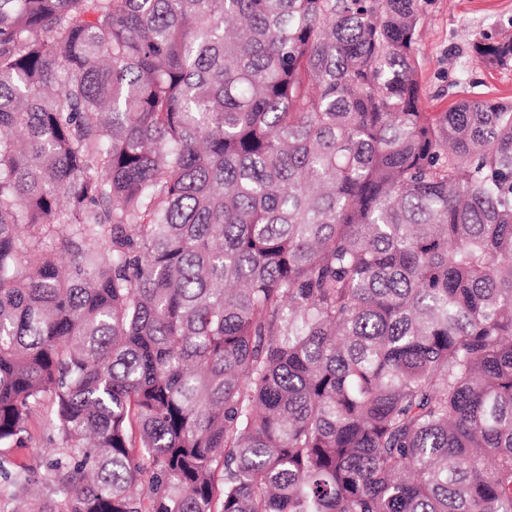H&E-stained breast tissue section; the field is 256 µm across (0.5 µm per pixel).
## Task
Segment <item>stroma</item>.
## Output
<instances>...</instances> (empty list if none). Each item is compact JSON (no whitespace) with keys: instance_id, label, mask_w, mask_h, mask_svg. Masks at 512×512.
<instances>
[{"instance_id":"1","label":"stroma","mask_w":512,"mask_h":512,"mask_svg":"<svg viewBox=\"0 0 512 512\" xmlns=\"http://www.w3.org/2000/svg\"><path fill=\"white\" fill-rule=\"evenodd\" d=\"M512 29V0H428L417 43L426 110L444 112L466 97L512 99V67L489 70L472 44L482 34Z\"/></svg>"}]
</instances>
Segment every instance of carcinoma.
<instances>
[{"label": "carcinoma", "instance_id": "1", "mask_svg": "<svg viewBox=\"0 0 512 512\" xmlns=\"http://www.w3.org/2000/svg\"><path fill=\"white\" fill-rule=\"evenodd\" d=\"M426 3L0 0V512H512V101L421 106ZM41 420L37 417L34 422H32L31 433L33 439L29 445V448L25 449H14L10 451L8 456L12 462L17 464H26L31 465L34 464L37 459V454L40 452L38 440L41 434Z\"/></svg>", "mask_w": 512, "mask_h": 512}]
</instances>
